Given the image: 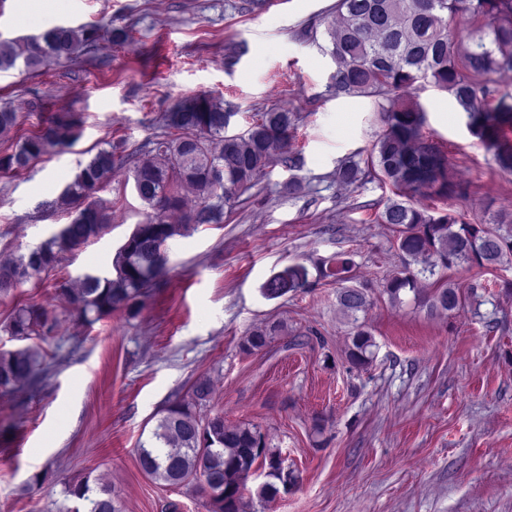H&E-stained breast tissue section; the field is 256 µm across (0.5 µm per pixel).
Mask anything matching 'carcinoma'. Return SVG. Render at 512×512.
<instances>
[{"label":"carcinoma","mask_w":512,"mask_h":512,"mask_svg":"<svg viewBox=\"0 0 512 512\" xmlns=\"http://www.w3.org/2000/svg\"><path fill=\"white\" fill-rule=\"evenodd\" d=\"M327 53L336 68L328 92L336 97L381 98V129L370 157L348 160L336 168V183L355 186L375 174L394 188L379 215L381 224L397 229L403 265L385 277L379 293L393 303L415 291L420 276L466 265L490 267L512 260V236L488 224H470L450 213L430 211L420 200L431 194H465L448 176L444 155L423 129L425 110L411 96L420 80L448 92L465 114L475 136L495 142L512 160V145L498 141L502 126H512V106H490L495 90L479 81L492 72L512 70V0H337L336 19L327 28ZM101 26L55 25L21 43L0 45V71L23 65L36 70L73 58L99 45ZM236 105L207 94L178 101L163 114L164 135L149 141L144 156L127 149L126 141L107 142L61 189L52 205L70 221L26 254L0 262V295L54 269L62 255L100 238L108 228V207L98 192L112 176L131 173L139 198L150 212L119 246L106 272L61 278L55 291L72 312L89 324L123 310L139 313L143 298L169 267V242L203 224L224 223V212L277 164L300 166L293 149L295 118L285 108L258 113L250 126L229 132ZM18 112L0 107V134L18 125ZM80 116L56 112L38 130L19 138L0 154V171L29 168L51 151L76 140ZM366 167H361V164ZM310 287L302 266L288 267L262 286L269 299ZM373 289L341 287L336 298L352 325L347 357L352 367L366 369L376 342L359 321L372 305ZM466 301L459 288L446 283L419 299L429 312L453 311ZM57 327L47 308L27 303L14 309L4 330L18 341L45 337ZM277 327L256 328L241 348L252 353L265 347ZM46 357L36 345L0 350V391L11 392L35 377ZM210 395L208 380L193 386L190 399L163 410L149 446L140 445L143 474L167 485L192 486L209 500V512H240L243 491L262 460L266 481L256 490L261 502L273 499L294 481L281 453L267 448L257 426L224 424V416L200 419L194 408ZM83 512H122L117 495L99 479L86 477L68 485Z\"/></svg>","instance_id":"1"}]
</instances>
